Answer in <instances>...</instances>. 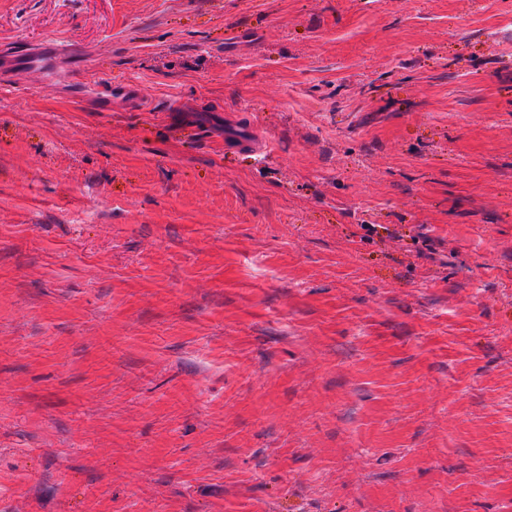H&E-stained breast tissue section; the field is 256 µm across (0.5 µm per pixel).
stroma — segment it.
Instances as JSON below:
<instances>
[{
    "label": "stroma",
    "instance_id": "35a3bbf8",
    "mask_svg": "<svg viewBox=\"0 0 512 512\" xmlns=\"http://www.w3.org/2000/svg\"><path fill=\"white\" fill-rule=\"evenodd\" d=\"M54 45L0 57V512H512V0H0ZM13 58L15 59L16 65H20L21 67L28 69L37 68L46 73L51 72L56 62L55 55L43 54L32 49L16 52L15 55H13ZM226 128L228 129L226 137H228L231 143L241 149L249 152L266 150V140L258 135L253 125L239 126L233 119L226 118Z\"/></svg>",
    "mask_w": 512,
    "mask_h": 512
}]
</instances>
